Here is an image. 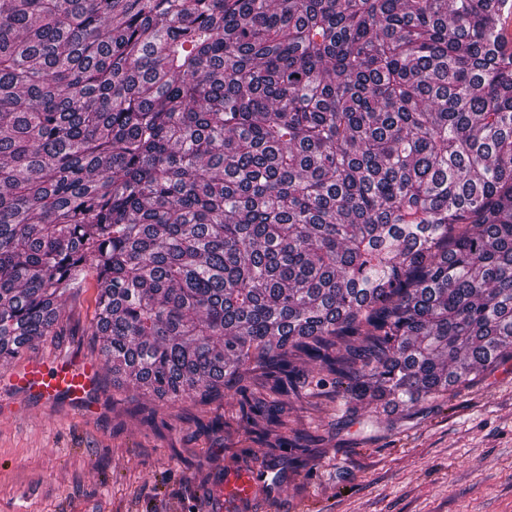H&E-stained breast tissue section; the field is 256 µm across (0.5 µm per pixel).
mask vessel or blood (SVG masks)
Segmentation results:
<instances>
[{"label": "vessel or blood", "instance_id": "vessel-or-blood-1", "mask_svg": "<svg viewBox=\"0 0 512 512\" xmlns=\"http://www.w3.org/2000/svg\"><path fill=\"white\" fill-rule=\"evenodd\" d=\"M95 365L91 362H75L57 359L51 362L31 359L12 369L10 380L22 390L36 393L44 402L67 399L74 406H83L92 389ZM255 492V477L249 472L227 476L224 482L211 489L216 504L224 500L245 501Z\"/></svg>", "mask_w": 512, "mask_h": 512}]
</instances>
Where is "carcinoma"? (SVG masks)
<instances>
[{
  "mask_svg": "<svg viewBox=\"0 0 512 512\" xmlns=\"http://www.w3.org/2000/svg\"><path fill=\"white\" fill-rule=\"evenodd\" d=\"M502 0H0V361L95 281L166 404L379 417L512 359Z\"/></svg>",
  "mask_w": 512,
  "mask_h": 512,
  "instance_id": "carcinoma-1",
  "label": "carcinoma"
}]
</instances>
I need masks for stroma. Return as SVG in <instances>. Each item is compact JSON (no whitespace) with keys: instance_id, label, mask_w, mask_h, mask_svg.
Instances as JSON below:
<instances>
[{"instance_id":"1","label":"stroma","mask_w":512,"mask_h":512,"mask_svg":"<svg viewBox=\"0 0 512 512\" xmlns=\"http://www.w3.org/2000/svg\"><path fill=\"white\" fill-rule=\"evenodd\" d=\"M95 294L65 303L61 335L22 354L96 362L92 417L12 389L0 366V512H215L205 491L241 471L256 474L254 497L222 512H512V359L376 419L315 369L308 402L253 391L283 422L263 436L232 392L157 407L114 385L90 330Z\"/></svg>"}]
</instances>
